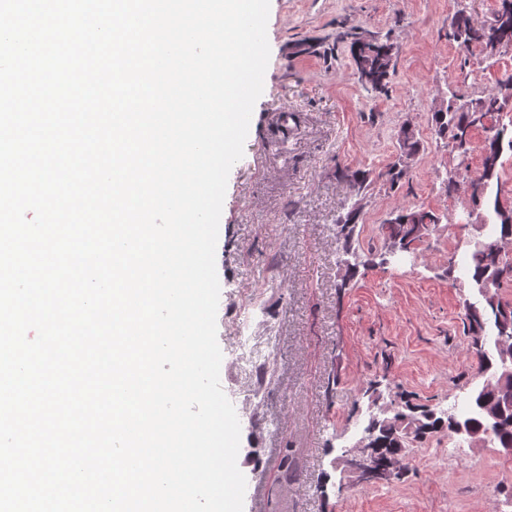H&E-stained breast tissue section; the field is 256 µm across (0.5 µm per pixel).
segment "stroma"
I'll use <instances>...</instances> for the list:
<instances>
[{
    "label": "stroma",
    "mask_w": 512,
    "mask_h": 512,
    "mask_svg": "<svg viewBox=\"0 0 512 512\" xmlns=\"http://www.w3.org/2000/svg\"><path fill=\"white\" fill-rule=\"evenodd\" d=\"M456 9V0H270L264 89L229 173L216 248L220 381L241 426L243 512H512V456L487 443L452 454L447 434L431 435L410 445L404 475L387 484L342 489L333 470L368 423L369 381L384 400L404 394L444 409L462 407L480 381L464 320L478 294L448 260L491 240L492 229L469 177L447 195L457 161L431 112L449 92L468 98L512 74V52L490 64L449 43ZM344 25L393 42L388 96L370 97L357 82L336 40ZM304 39L315 54L293 53ZM407 125L423 149L392 189L377 175L397 159ZM339 161L375 176L361 199L360 254L384 253L380 226L396 208L442 217L414 253L360 269L346 285L336 218L350 193ZM244 321L252 340L242 349ZM285 447L301 468L294 481L281 476Z\"/></svg>",
    "instance_id": "obj_1"
}]
</instances>
